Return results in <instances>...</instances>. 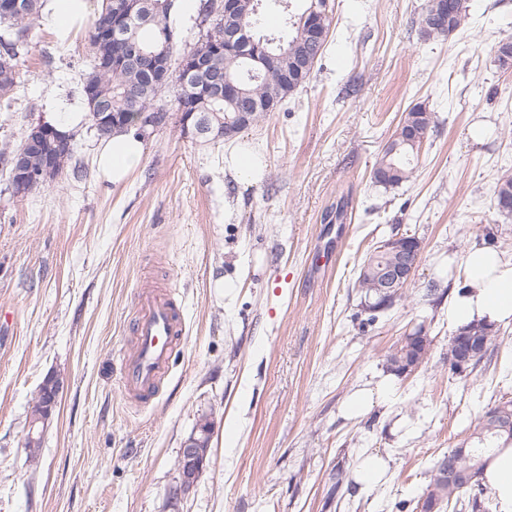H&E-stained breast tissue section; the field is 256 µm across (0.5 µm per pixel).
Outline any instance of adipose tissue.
Masks as SVG:
<instances>
[{"mask_svg":"<svg viewBox=\"0 0 512 512\" xmlns=\"http://www.w3.org/2000/svg\"><path fill=\"white\" fill-rule=\"evenodd\" d=\"M143 153L144 143L134 131L115 133L97 155L98 170L107 181L120 182L138 168ZM464 264L466 286L448 305L449 321L461 327L476 320H512V262L494 249L478 248L466 254Z\"/></svg>","mask_w":512,"mask_h":512,"instance_id":"ef3b65f1","label":"adipose tissue"}]
</instances>
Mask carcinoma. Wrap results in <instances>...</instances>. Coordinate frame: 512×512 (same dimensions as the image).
Listing matches in <instances>:
<instances>
[{"mask_svg": "<svg viewBox=\"0 0 512 512\" xmlns=\"http://www.w3.org/2000/svg\"><path fill=\"white\" fill-rule=\"evenodd\" d=\"M175 0H148L150 17L136 16L130 22L127 37L143 45L146 52H167L173 56L174 27L171 14ZM249 7L242 19V34L250 44L258 48L259 61L255 62L243 54L224 50V18L218 15H205L208 23L206 33L193 48L207 57L208 68L227 75L239 82L245 91L243 98L226 101L222 97H183L181 85V66L176 63L169 78L158 84L151 83L143 70L128 67L122 70L112 68V55L117 43H102L97 40V29L112 15L113 0H103L100 12L91 22L90 40L93 56L89 68L83 75V83L91 82L96 88V96L105 109L112 114V122L99 123L97 112L90 102H85L88 119L101 139H106L117 129L132 127L140 138L145 137L143 130L145 119L157 112L169 113V110L157 104V101L169 86L176 88L174 111L181 113L180 122L191 119L203 122L205 136L217 142L224 139V122L233 120L238 112L252 113L251 122H256L268 113V102H282L302 87L315 68L318 57L328 41L323 37L317 50L306 45L305 28L313 15L321 17L325 32H330L332 16L327 12V0H307V7L294 15L292 30H283L280 34H265L259 31L260 13L266 9L282 8L288 12L290 0H248ZM441 0H426L418 18V34L424 41L446 40L462 27L468 18L467 0H452V9L448 11L436 27H425V17L439 10ZM45 8V0H21V7L8 14L0 15V97L11 94L16 87L20 51L27 49L29 31L39 19ZM495 59L502 69L512 68V37L500 40L496 46ZM399 125L416 130V145H408L401 139H389L382 148L381 155L373 170V179L385 187L395 188L409 182L415 173L420 146L426 141L429 131L435 125V115L424 104H416L401 117ZM75 144L68 149H60L58 155L59 171L73 167V175L83 176L79 166L72 165ZM495 207L505 216H512V172H505L497 182ZM397 261L393 250L375 249L365 257L360 265L354 283L360 300L368 301L371 306L364 308L369 313V321H376V313L390 308L383 292L373 284L378 273ZM424 332V327L403 337L386 357L387 369L397 375L404 374L400 361L406 359L415 362L427 359L431 347H414L412 337ZM466 333L479 336L485 341L484 352L469 366L474 370L489 362V357L500 344V329L493 324L474 321L458 328L454 335ZM63 381L51 374L43 381L30 412L29 425L36 428L33 435L26 438V447L41 446L43 433L48 426L54 408L49 406V392L59 387ZM512 399L502 398L488 407L478 417L469 436L466 438V453L460 455L451 448L443 453L440 460L453 459L458 468L471 470L476 480L473 486L461 489L457 485L440 479L436 469L430 470V480L422 496L421 509L437 502V512L451 506H461L470 512H491L497 506L496 493L483 481V474L490 460L504 449L512 446ZM212 424L204 418L198 423L199 457L207 458ZM351 491V483L341 468L331 476V485L327 498L341 501Z\"/></svg>", "mask_w": 512, "mask_h": 512, "instance_id": "obj_1", "label": "carcinoma"}]
</instances>
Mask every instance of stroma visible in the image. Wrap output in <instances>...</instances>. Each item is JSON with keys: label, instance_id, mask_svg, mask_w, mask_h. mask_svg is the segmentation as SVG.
Returning a JSON list of instances; mask_svg holds the SVG:
<instances>
[{"label": "stroma", "instance_id": "1", "mask_svg": "<svg viewBox=\"0 0 512 512\" xmlns=\"http://www.w3.org/2000/svg\"><path fill=\"white\" fill-rule=\"evenodd\" d=\"M424 0H330L333 25L310 80L232 139L183 132L178 116L145 139L123 183L102 179L89 123L73 131L86 177L63 172L27 196L0 172V512H419L434 461L512 397V323L489 366L448 370V298L468 251L512 259V217L496 209L512 171V69L494 48L512 36V0H469V20L424 41ZM90 24L36 23L0 144L32 122L81 112ZM435 114L413 179L374 184L403 112ZM257 153L239 181L238 151ZM345 203L343 223L324 217ZM420 240L406 296L367 323L353 284L367 253ZM168 284L185 336L149 405L123 394L140 289ZM425 326L428 360L397 375L386 357ZM64 381L40 448L30 410L49 374ZM360 413L348 405L358 396ZM208 461L168 504L180 449L201 418ZM233 443H226L227 427ZM385 464L362 483L365 458ZM352 493L329 500L336 468Z\"/></svg>", "mask_w": 512, "mask_h": 512}]
</instances>
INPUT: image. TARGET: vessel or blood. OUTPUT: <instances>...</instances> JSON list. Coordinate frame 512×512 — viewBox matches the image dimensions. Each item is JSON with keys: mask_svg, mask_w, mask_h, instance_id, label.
Here are the masks:
<instances>
[{"mask_svg": "<svg viewBox=\"0 0 512 512\" xmlns=\"http://www.w3.org/2000/svg\"><path fill=\"white\" fill-rule=\"evenodd\" d=\"M132 334L134 346L122 359L119 385L126 397L145 405L166 378L171 356L184 336L180 309L165 286L138 293Z\"/></svg>", "mask_w": 512, "mask_h": 512, "instance_id": "obj_1", "label": "vessel or blood"}]
</instances>
